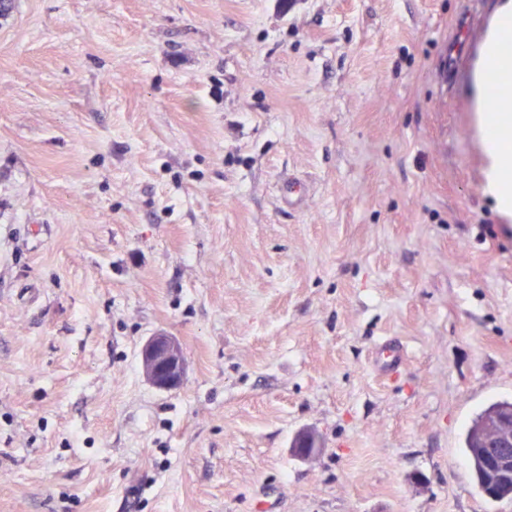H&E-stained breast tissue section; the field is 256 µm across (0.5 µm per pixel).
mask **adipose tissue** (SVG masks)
Segmentation results:
<instances>
[{"label": "adipose tissue", "instance_id": "ef3b65f1", "mask_svg": "<svg viewBox=\"0 0 512 512\" xmlns=\"http://www.w3.org/2000/svg\"><path fill=\"white\" fill-rule=\"evenodd\" d=\"M477 65L512 76V0H496ZM480 138L486 157L482 191L501 215L512 218V143L501 140L487 114L481 118Z\"/></svg>", "mask_w": 512, "mask_h": 512}]
</instances>
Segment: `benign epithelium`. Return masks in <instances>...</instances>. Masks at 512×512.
I'll list each match as a JSON object with an SVG mask.
<instances>
[{
  "label": "benign epithelium",
  "mask_w": 512,
  "mask_h": 512,
  "mask_svg": "<svg viewBox=\"0 0 512 512\" xmlns=\"http://www.w3.org/2000/svg\"><path fill=\"white\" fill-rule=\"evenodd\" d=\"M142 369L150 383L159 390L179 389L185 377V358L180 343L166 334L151 337L141 351ZM482 460L492 464L503 482L512 479V423L489 426L478 449Z\"/></svg>",
  "instance_id": "7a95c632"
}]
</instances>
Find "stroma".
Instances as JSON below:
<instances>
[{"label":"stroma","mask_w":512,"mask_h":512,"mask_svg":"<svg viewBox=\"0 0 512 512\" xmlns=\"http://www.w3.org/2000/svg\"><path fill=\"white\" fill-rule=\"evenodd\" d=\"M491 4L13 0L0 512H512L462 450L512 400L467 93ZM157 332L180 389L143 374ZM142 369L159 390L179 389L185 377V358L180 343L166 334L151 337L141 351Z\"/></svg>","instance_id":"obj_1"}]
</instances>
